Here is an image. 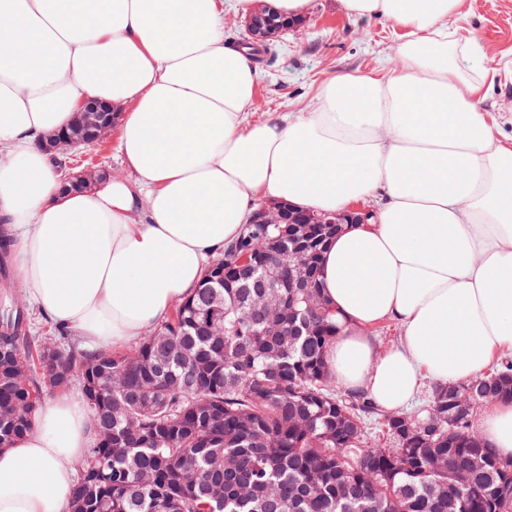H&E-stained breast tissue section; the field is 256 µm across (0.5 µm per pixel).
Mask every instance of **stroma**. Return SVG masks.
<instances>
[{
  "instance_id": "stroma-1",
  "label": "stroma",
  "mask_w": 512,
  "mask_h": 512,
  "mask_svg": "<svg viewBox=\"0 0 512 512\" xmlns=\"http://www.w3.org/2000/svg\"><path fill=\"white\" fill-rule=\"evenodd\" d=\"M463 35L474 37L495 83L482 108L512 113V0H464ZM305 25L289 30L257 61L258 85L248 121L288 119L308 111L321 83L339 72L398 67L402 29L382 18L349 14L342 0H309Z\"/></svg>"
}]
</instances>
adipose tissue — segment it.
<instances>
[{"label":"adipose tissue","mask_w":512,"mask_h":512,"mask_svg":"<svg viewBox=\"0 0 512 512\" xmlns=\"http://www.w3.org/2000/svg\"><path fill=\"white\" fill-rule=\"evenodd\" d=\"M462 0H343L404 31L386 74L339 72L293 120H245L257 72L224 41V0H0V223L30 303L90 349L137 344L201 284L256 196L316 211L378 201L321 254L343 324L327 352L344 390L403 413L426 383L463 384L512 351V140L478 105ZM112 103L131 179L62 190L41 148L88 100ZM402 334L380 348L372 327ZM479 433L512 456V401ZM61 390L0 448V512H68L94 442Z\"/></svg>","instance_id":"adipose-tissue-1"}]
</instances>
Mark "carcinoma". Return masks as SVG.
I'll use <instances>...</instances> for the list:
<instances>
[{
    "instance_id": "obj_1",
    "label": "carcinoma",
    "mask_w": 512,
    "mask_h": 512,
    "mask_svg": "<svg viewBox=\"0 0 512 512\" xmlns=\"http://www.w3.org/2000/svg\"><path fill=\"white\" fill-rule=\"evenodd\" d=\"M308 229L317 285L325 239ZM297 242L294 224L244 225L167 322L124 351L65 345L63 329L37 339L25 308L1 309L0 446L32 431L41 393L72 371L98 400L70 512H512V459L472 425L477 408L512 400V358L433 389L417 414L338 391L334 314L288 287L278 244ZM247 254L277 267L275 287L236 277ZM371 420L393 447L364 442ZM466 467L460 491L448 472Z\"/></svg>"
}]
</instances>
